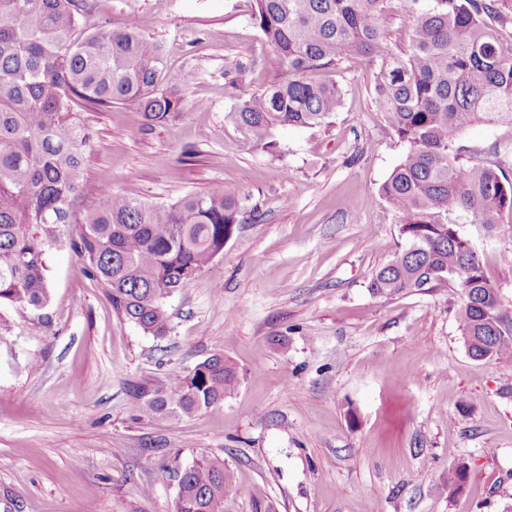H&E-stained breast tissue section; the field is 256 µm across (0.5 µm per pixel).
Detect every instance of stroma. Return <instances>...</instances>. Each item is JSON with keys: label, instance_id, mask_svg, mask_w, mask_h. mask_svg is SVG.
<instances>
[{"label": "stroma", "instance_id": "1", "mask_svg": "<svg viewBox=\"0 0 512 512\" xmlns=\"http://www.w3.org/2000/svg\"><path fill=\"white\" fill-rule=\"evenodd\" d=\"M87 3L86 31L153 16L170 75L196 80L193 110L161 124L132 105L88 113L85 206L102 187L155 205L221 186L260 216L167 298L166 336L119 314L66 242L47 254L45 308L0 306V512H171L178 471L203 456L234 474L224 512H512V366L468 355L455 286L369 287L401 245L378 190L405 153L372 68L330 72L344 93L331 124L276 128L272 156L226 117L277 69L248 0ZM454 147L512 178V121L477 120ZM458 230L512 309V223ZM213 354L239 374L223 404L133 411L132 386Z\"/></svg>", "mask_w": 512, "mask_h": 512}]
</instances>
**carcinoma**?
I'll return each instance as SVG.
<instances>
[{"instance_id": "1", "label": "carcinoma", "mask_w": 512, "mask_h": 512, "mask_svg": "<svg viewBox=\"0 0 512 512\" xmlns=\"http://www.w3.org/2000/svg\"><path fill=\"white\" fill-rule=\"evenodd\" d=\"M250 2V20L276 52L278 69L228 117L269 152L275 128L319 126L342 107V88L316 75L344 60L374 65L376 102L406 153L379 188L404 245L372 274L370 288L431 291L454 279L468 354L512 365V311L457 229L464 219L490 228L512 222V179L498 164L460 161L453 147V136L479 118L512 119V47L488 22L502 16L497 0H403L412 34L400 53L383 29L386 0ZM86 7V0H0V303L44 308L46 255L67 238L113 308L160 337L168 332L166 298L224 252L241 206L222 187L169 206L101 188L82 209L94 131L80 109L130 102L162 123L191 108L171 90L150 17L79 37ZM237 382L224 356L212 355L180 379L132 386L131 397L151 417L191 416L224 402ZM233 484L224 462L202 457L180 472L173 512H224Z\"/></svg>"}]
</instances>
